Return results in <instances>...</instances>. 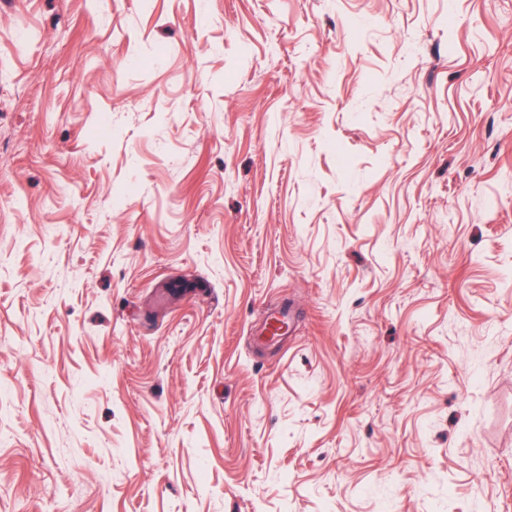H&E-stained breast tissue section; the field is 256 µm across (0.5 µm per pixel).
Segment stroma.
Listing matches in <instances>:
<instances>
[{
	"label": "stroma",
	"mask_w": 512,
	"mask_h": 512,
	"mask_svg": "<svg viewBox=\"0 0 512 512\" xmlns=\"http://www.w3.org/2000/svg\"><path fill=\"white\" fill-rule=\"evenodd\" d=\"M0 512H512V0H0Z\"/></svg>",
	"instance_id": "1"
}]
</instances>
